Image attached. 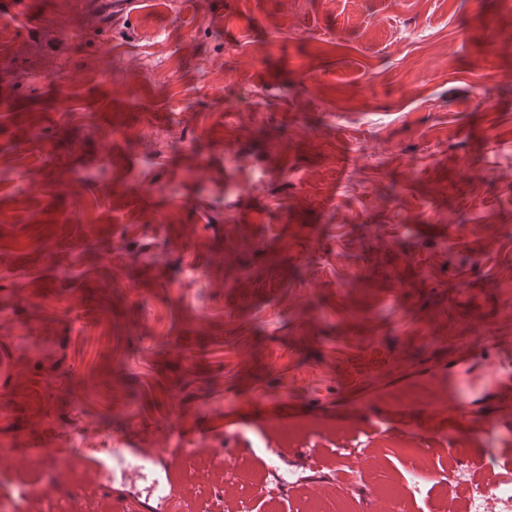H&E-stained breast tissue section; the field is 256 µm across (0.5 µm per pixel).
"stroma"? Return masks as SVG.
I'll list each match as a JSON object with an SVG mask.
<instances>
[{"label":"stroma","instance_id":"obj_1","mask_svg":"<svg viewBox=\"0 0 512 512\" xmlns=\"http://www.w3.org/2000/svg\"><path fill=\"white\" fill-rule=\"evenodd\" d=\"M507 361L512 0H0V471L32 512H164L356 433L349 477L439 512L449 450L512 462ZM80 433L161 464L102 476Z\"/></svg>","mask_w":512,"mask_h":512}]
</instances>
